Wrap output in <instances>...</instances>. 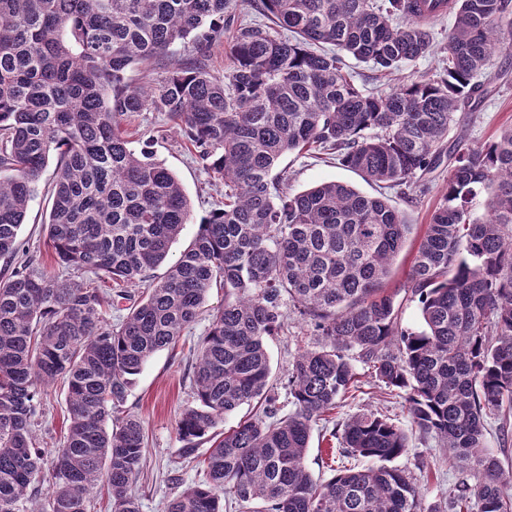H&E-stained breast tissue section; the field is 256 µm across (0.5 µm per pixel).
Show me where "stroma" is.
Masks as SVG:
<instances>
[{
    "label": "stroma",
    "instance_id": "obj_1",
    "mask_svg": "<svg viewBox=\"0 0 512 512\" xmlns=\"http://www.w3.org/2000/svg\"><path fill=\"white\" fill-rule=\"evenodd\" d=\"M512 125V73L507 78L494 80L490 93L478 112L460 117L448 129L449 139L465 136L477 145L494 139L499 131ZM130 131L153 138L156 156L181 181L192 202V220L185 225L180 237L172 245L171 257L180 253L195 238L200 221L209 212L221 206L224 186L213 173L188 150L165 116L157 112H138L128 125ZM288 170V189L297 193L317 183L336 180L352 186L367 195L376 194V186L367 183L354 171L317 158L312 153H291L282 161ZM446 171H439L428 192L410 201L399 192L387 191L390 205L399 210L412 226L411 234L397 257L387 283L395 291L402 306L401 322L409 328L421 324L417 300L407 292V277L414 250L425 231L431 213L443 201ZM49 210L44 197L31 204L19 236L27 257L41 265L55 267V258L46 243L45 223ZM224 302V291L212 288L203 305V312L184 332L175 348L155 354L144 366L133 385L123 409L137 416L143 423L146 436L145 464L133 487L141 501V512H166V503L174 493L184 489L196 478V470L180 456L183 442L176 424L184 408L192 402V373L190 350L208 331L212 315ZM318 338L310 325L297 314L289 313L284 329L267 340L271 360L272 381L280 403H287L285 385L297 352L314 348ZM366 409H376L401 425H408V415L401 398H383L376 382L362 376L361 387L355 398L347 400L333 413L336 422ZM66 391L63 385L49 390L45 413L40 416L36 434L40 447H59L66 433ZM399 468L410 471L425 503L447 498L450 488L458 481L460 472L448 454L433 439L412 434L406 455L396 461Z\"/></svg>",
    "mask_w": 512,
    "mask_h": 512
}]
</instances>
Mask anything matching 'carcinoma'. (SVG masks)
Listing matches in <instances>:
<instances>
[{"label":"carcinoma","instance_id":"1","mask_svg":"<svg viewBox=\"0 0 512 512\" xmlns=\"http://www.w3.org/2000/svg\"><path fill=\"white\" fill-rule=\"evenodd\" d=\"M260 2L271 25L234 28L231 0H0V258L15 259L53 158L47 244L68 273L26 262L0 278V512H87L98 488L112 512H141L143 424L108 423L214 286L224 306L199 341L194 401L177 421L181 455L202 477L167 512H512V471L486 448L490 418L500 445L512 442V127L483 145L446 143L454 114L487 93L490 59L512 50V0ZM440 8L455 16L442 74H411L387 94L357 84L348 59L389 76L427 55ZM230 29L231 63L217 76L212 55ZM159 58L172 69L158 82L128 78ZM143 110L164 113L224 181V205L170 264L192 206L150 141L133 146L124 120ZM303 150L405 197L426 193L448 162L408 273L420 329L402 327L385 288L412 225L384 196L339 181L285 191L279 165ZM287 301L323 342L295 356L283 413L266 341ZM111 308L127 315L113 324ZM359 363L476 481L423 506L415 478L393 465L408 430L372 410L332 429L335 474L311 477L313 425L358 390ZM58 381L67 428L48 452L34 423ZM244 404L255 411L218 430Z\"/></svg>","mask_w":512,"mask_h":512}]
</instances>
